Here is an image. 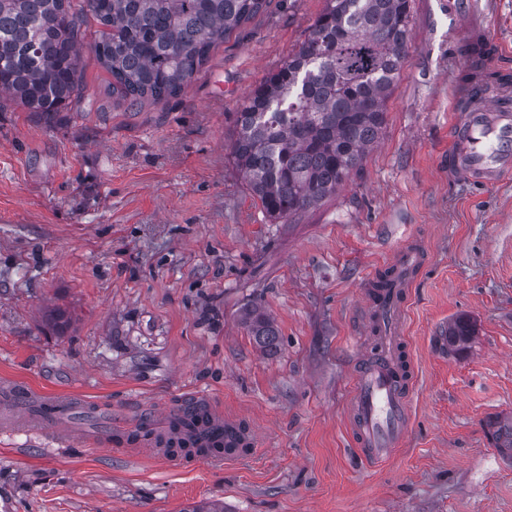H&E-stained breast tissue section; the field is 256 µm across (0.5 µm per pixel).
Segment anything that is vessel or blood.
Instances as JSON below:
<instances>
[{"label":"vessel or blood","mask_w":512,"mask_h":512,"mask_svg":"<svg viewBox=\"0 0 512 512\" xmlns=\"http://www.w3.org/2000/svg\"><path fill=\"white\" fill-rule=\"evenodd\" d=\"M455 103L458 115L448 151L449 170L484 186L512 175V83L502 82L492 103L474 85L459 84ZM417 261L416 253L404 252L397 263L394 290L373 295L372 313L383 324L381 348L354 377L349 430L361 456L372 463L379 462L402 441L407 425L414 368L404 354L401 305ZM0 397L10 405L36 399L47 408L46 413L23 419L11 410L4 411L0 414V429L6 431L24 429L58 438L63 433L59 424L62 413L79 409L71 396L45 395L38 399L31 389L20 384L4 385ZM107 442L155 449L166 444L162 438L137 435L135 427L124 424L115 428ZM193 442L195 457L211 463L239 460L254 448L249 430L236 419L211 409Z\"/></svg>","instance_id":"obj_1"}]
</instances>
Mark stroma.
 I'll return each instance as SVG.
<instances>
[{"label":"stroma","instance_id":"1","mask_svg":"<svg viewBox=\"0 0 512 512\" xmlns=\"http://www.w3.org/2000/svg\"><path fill=\"white\" fill-rule=\"evenodd\" d=\"M325 0H266L176 96L114 97L91 49L87 104L53 119L0 105V383L92 401L63 443L0 434V512H512L490 418L512 417V177L448 173L464 44L512 73V0H412L402 78L359 172L269 223L232 163L235 114L304 39ZM420 262L402 327L416 384L403 442L378 464L352 444L354 359L378 348L369 292L403 251ZM260 309L279 332L253 341ZM476 325L451 356L453 319ZM206 395L257 451L232 464L91 447ZM248 330L255 343L262 349L272 350L277 346L278 330L258 309L248 314Z\"/></svg>","mask_w":512,"mask_h":512}]
</instances>
